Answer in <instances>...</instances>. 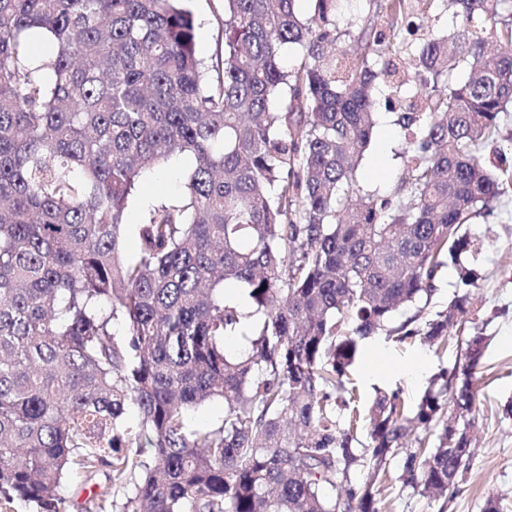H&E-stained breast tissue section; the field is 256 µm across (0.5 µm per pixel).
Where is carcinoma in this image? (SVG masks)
<instances>
[{"instance_id": "obj_1", "label": "carcinoma", "mask_w": 512, "mask_h": 512, "mask_svg": "<svg viewBox=\"0 0 512 512\" xmlns=\"http://www.w3.org/2000/svg\"><path fill=\"white\" fill-rule=\"evenodd\" d=\"M188 2L0 0V512H70L57 488L102 468L83 512H383L400 452L398 480L448 497L473 457L484 338L465 340L450 402L438 374L414 408L379 391L362 416L347 373L380 333L464 335L466 226L512 185V151L484 155L512 108L509 0H368L388 32L355 34L344 0L306 17L223 0L209 63ZM382 84L405 151L379 193L357 170ZM180 156L182 193L129 222L138 179ZM450 264L447 306L395 321ZM228 283L262 314L235 354ZM212 400L222 423L188 428ZM419 428L434 440L412 451Z\"/></svg>"}]
</instances>
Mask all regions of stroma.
Returning a JSON list of instances; mask_svg holds the SVG:
<instances>
[{
  "label": "stroma",
  "instance_id": "obj_1",
  "mask_svg": "<svg viewBox=\"0 0 512 512\" xmlns=\"http://www.w3.org/2000/svg\"><path fill=\"white\" fill-rule=\"evenodd\" d=\"M192 7L201 32L197 53L208 60L218 49L223 2L192 0ZM378 112V124L358 180L364 187L383 191L399 176L404 145L393 111L382 104ZM185 170L184 161L174 160L141 177L129 205L131 219H138L142 202L177 194ZM467 231L477 249L474 266L479 279L466 333L483 337L485 344L476 370V451L457 491L448 498H425L398 481L381 487L380 496L389 512H483L491 494L498 497L500 512H512V188L500 198L493 212L468 224ZM376 342V347H363L351 369V377L367 401L377 392L396 390L406 405H415L429 377L453 371L463 362V347L453 343L447 349L435 350L416 341L399 343L383 334L377 336ZM374 354L380 364L371 372L366 362ZM421 356L426 359L425 371L415 380L408 370Z\"/></svg>",
  "mask_w": 512,
  "mask_h": 512
}]
</instances>
